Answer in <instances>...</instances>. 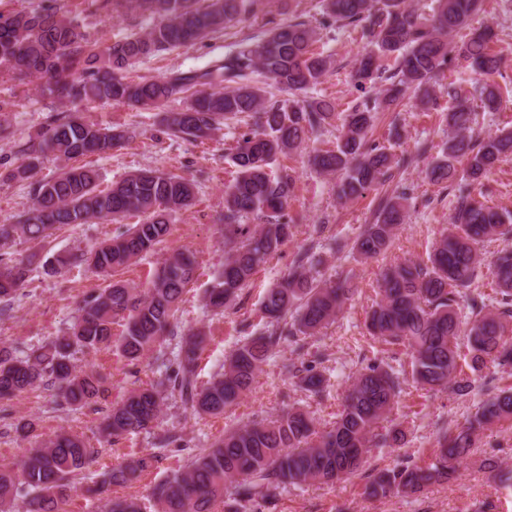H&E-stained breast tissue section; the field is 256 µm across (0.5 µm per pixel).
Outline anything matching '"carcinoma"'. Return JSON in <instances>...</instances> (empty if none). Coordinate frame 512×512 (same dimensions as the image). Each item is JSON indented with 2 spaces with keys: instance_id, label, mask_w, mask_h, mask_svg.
<instances>
[{
  "instance_id": "1",
  "label": "carcinoma",
  "mask_w": 512,
  "mask_h": 512,
  "mask_svg": "<svg viewBox=\"0 0 512 512\" xmlns=\"http://www.w3.org/2000/svg\"><path fill=\"white\" fill-rule=\"evenodd\" d=\"M482 2L436 0L426 15L406 0H323L316 26L275 23L263 38L234 42L223 57L203 69H172L159 77L138 79L126 72L140 59L255 19L261 0H91L97 11L124 8L157 18L147 31L105 50L90 41L77 17L48 0L18 11H0V69L20 85L32 77L43 79L42 93L68 106L19 145L20 164L0 162V183L34 178L50 155L69 162L57 176L34 182L32 205L24 219L0 224V247L16 241L43 244L56 230L93 219L136 217L127 232L91 245L76 258L59 254L48 268L56 273L77 259L112 277L161 244L173 216L193 205L191 182L152 169L133 171L100 188L97 170L76 161L105 154L136 132L90 122L79 107L112 103L166 111L169 132L191 140L210 137L226 120L247 117L252 128L235 141L230 155L235 176L224 186V266L207 294V305L222 312L292 235L294 225L284 216L294 180L274 173L272 164L335 116L328 101L299 97L319 85L332 66L331 57L312 49L320 30L353 27L364 42L355 80L363 87L388 83L383 97L364 100L342 118L334 149L311 158L318 172L340 175L336 195L342 201L380 184L394 162L386 147L369 143L376 114L409 90L427 91L459 57L478 76L475 95L448 91L454 99L447 115L451 135L426 168V177L436 183L452 180L456 164L462 163L461 179L468 188L456 197L451 228L428 263L404 260L381 269L379 299L365 325L379 341L405 348L411 376L421 388L460 396L471 393L487 363L512 367L511 248L500 251L491 266L499 298L487 304L482 294H468L484 262L477 245L508 234L512 226L511 211L488 206L472 194L503 158L512 157V129L479 141L472 135V112H496L501 106L495 81L501 57L490 47L496 37L494 25L484 23L460 44L452 40L482 10ZM390 56L395 67L386 76L378 61ZM257 76L272 82L283 97L268 98ZM176 101L184 102L183 107L167 111ZM408 200L403 190L380 203L375 222L365 225L351 246L358 259H375L388 250L395 231L407 223ZM248 215L263 223H241ZM38 258L36 252L20 261L0 258V301H10ZM195 264L193 253H175L156 268L143 289L112 279L83 298L64 335L44 344L26 347L1 341L0 401L47 385L57 391L61 405L99 409L108 396L107 378L77 369L75 359L79 353L110 348L115 341L131 362L154 352V379L107 409L98 427L100 439L110 443L126 435L154 434L169 398L198 415H222L252 390L257 373L282 342L303 350L307 339L332 323L355 293L348 275L327 280L313 276L321 260L304 256L266 290L261 300L264 330L238 344L223 370L201 384L199 360L206 334L202 329L182 333L177 325ZM461 298L471 308L466 321L458 312ZM119 322L123 330L114 337L112 325ZM462 344L465 354L460 352ZM463 355L469 359L468 374L459 366ZM288 372L309 395H322L326 379L314 366L291 365ZM401 375L403 371L382 359L367 364L345 390L329 428H321L310 412L288 405L270 419L230 429L156 482L143 499L111 497L108 492L139 481L158 461L154 453L104 470L86 493L102 503L101 512H242L248 504L269 509L288 488L334 484L359 471L369 448L398 440L402 430L389 416L401 393ZM505 422L512 423V389L481 402L465 423L445 432L433 462L418 466L406 461L378 470L369 477L365 493L371 498L410 496L458 479L479 432ZM154 439L157 447L166 448L177 436L165 430ZM97 453L84 439L68 433L36 442L18 469H0V512H68L78 492L74 477Z\"/></svg>"
}]
</instances>
